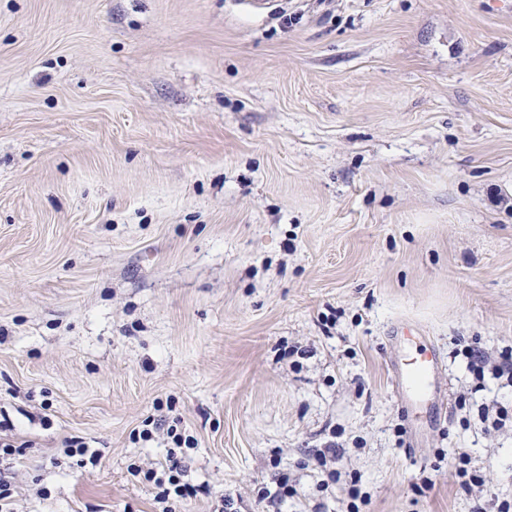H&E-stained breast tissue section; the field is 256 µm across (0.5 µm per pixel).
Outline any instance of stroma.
<instances>
[{
  "label": "stroma",
  "instance_id": "obj_1",
  "mask_svg": "<svg viewBox=\"0 0 512 512\" xmlns=\"http://www.w3.org/2000/svg\"><path fill=\"white\" fill-rule=\"evenodd\" d=\"M431 341L442 417L392 360ZM512 348V5L0 0V420L19 512H155L131 459L156 401L198 442L186 512H277L336 440L361 512L512 497L462 351ZM96 468L55 465L62 443ZM286 512H346L296 471ZM47 488L40 497L38 488ZM63 454L67 458H76V465L81 468L88 464L96 466L99 458V450L88 448L85 442L80 440L66 439L63 443Z\"/></svg>",
  "mask_w": 512,
  "mask_h": 512
}]
</instances>
